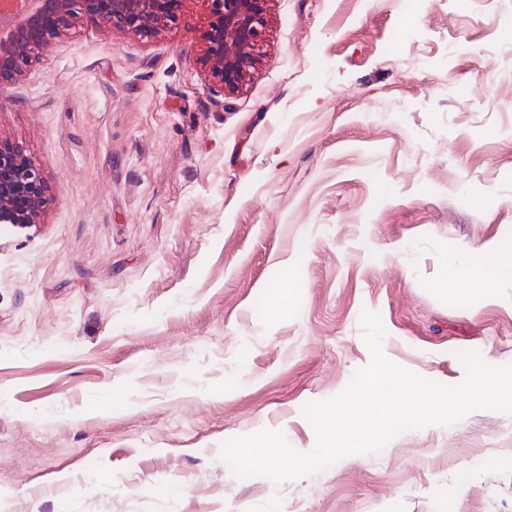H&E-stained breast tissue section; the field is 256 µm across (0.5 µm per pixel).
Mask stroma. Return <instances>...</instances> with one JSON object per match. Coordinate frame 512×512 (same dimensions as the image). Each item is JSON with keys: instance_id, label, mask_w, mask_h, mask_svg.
Wrapping results in <instances>:
<instances>
[{"instance_id": "stroma-1", "label": "stroma", "mask_w": 512, "mask_h": 512, "mask_svg": "<svg viewBox=\"0 0 512 512\" xmlns=\"http://www.w3.org/2000/svg\"><path fill=\"white\" fill-rule=\"evenodd\" d=\"M209 8L73 20L0 92L50 187L0 224V512H512L496 410L279 486L219 459L314 448L302 409L369 363L365 310L426 379L512 365V281H448L512 238V0H268L222 94Z\"/></svg>"}]
</instances>
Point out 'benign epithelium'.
Segmentation results:
<instances>
[{
  "mask_svg": "<svg viewBox=\"0 0 512 512\" xmlns=\"http://www.w3.org/2000/svg\"><path fill=\"white\" fill-rule=\"evenodd\" d=\"M183 0H0V89L14 84L75 18L138 36L176 21ZM203 65L217 86L233 90L256 60L267 0H210ZM49 188L19 146L0 148V223L36 224Z\"/></svg>",
  "mask_w": 512,
  "mask_h": 512,
  "instance_id": "7a95c632",
  "label": "benign epithelium"
}]
</instances>
